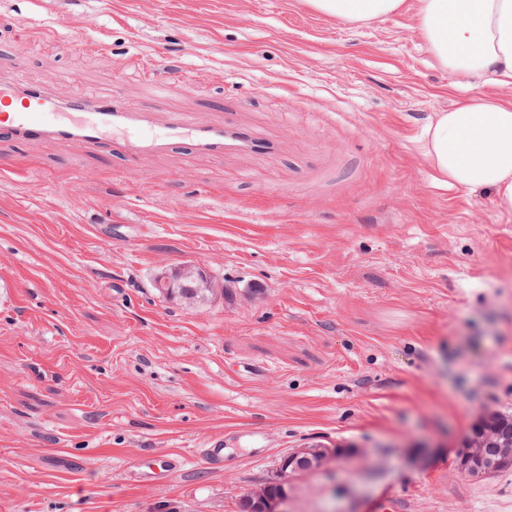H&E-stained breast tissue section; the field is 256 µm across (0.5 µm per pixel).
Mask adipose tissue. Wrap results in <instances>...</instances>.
<instances>
[{"label":"adipose tissue","instance_id":"obj_1","mask_svg":"<svg viewBox=\"0 0 512 512\" xmlns=\"http://www.w3.org/2000/svg\"><path fill=\"white\" fill-rule=\"evenodd\" d=\"M319 11L351 22L383 17L404 0H310ZM417 16L439 63L462 76L512 79V0H418ZM425 150L441 177L464 190L492 192L512 215V103L472 98L437 113Z\"/></svg>","mask_w":512,"mask_h":512}]
</instances>
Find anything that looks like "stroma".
<instances>
[{
	"mask_svg": "<svg viewBox=\"0 0 512 512\" xmlns=\"http://www.w3.org/2000/svg\"><path fill=\"white\" fill-rule=\"evenodd\" d=\"M416 0L348 22L309 0H0V79L239 118L272 162L0 140V512H240L281 457L284 512H512V469L456 463L512 413V216L441 181L435 113L512 101L444 69ZM198 84L146 94V66ZM215 283L187 306L155 276ZM222 438L224 464L198 456ZM180 457L145 485L135 461ZM155 287L167 296L179 295L191 288L193 293L211 288L207 275L193 264H185L173 274H162L155 279ZM482 419L476 425L473 436L469 440L468 448H461L459 452L462 469L469 475L487 476L490 473L489 468H483L482 448L483 442L489 435L487 425ZM317 448H295L288 456L282 458L278 465V473L283 481L288 480V476L296 474L306 475L311 472L310 468H304L301 464L304 460L310 459L311 456H316L319 463L328 462L336 456L335 448H328L327 446L317 445Z\"/></svg>",
	"mask_w": 512,
	"mask_h": 512,
	"instance_id": "35a3bbf8",
	"label": "stroma"
}]
</instances>
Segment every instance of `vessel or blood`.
<instances>
[{"instance_id": "obj_1", "label": "vessel or blood", "mask_w": 512, "mask_h": 512, "mask_svg": "<svg viewBox=\"0 0 512 512\" xmlns=\"http://www.w3.org/2000/svg\"><path fill=\"white\" fill-rule=\"evenodd\" d=\"M12 103L17 109L11 118L0 120V139L56 138L82 146H105L113 155L129 159L145 152L218 159L234 153L261 157L278 153L275 139L242 126L230 111L220 124L181 113L160 128L151 113L134 109L113 94L87 91L62 103L25 81L1 82L0 106Z\"/></svg>"}]
</instances>
